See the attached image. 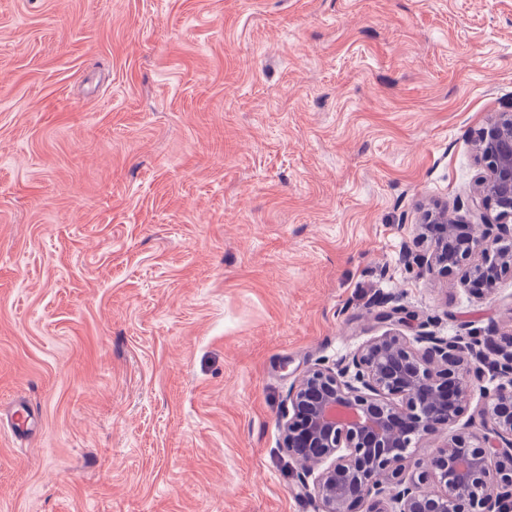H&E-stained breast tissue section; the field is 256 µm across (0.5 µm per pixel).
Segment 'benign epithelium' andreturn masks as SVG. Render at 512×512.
Instances as JSON below:
<instances>
[{"label": "benign epithelium", "mask_w": 512, "mask_h": 512, "mask_svg": "<svg viewBox=\"0 0 512 512\" xmlns=\"http://www.w3.org/2000/svg\"><path fill=\"white\" fill-rule=\"evenodd\" d=\"M475 151L486 168L475 186L481 224L429 210L417 234L428 250L406 249L401 261L420 277L459 271L488 296L512 270L511 109L490 115ZM376 318L389 329L288 390L282 448L301 463L306 494L319 512H512V338L424 328L408 337L400 327L418 316L401 305ZM476 389L478 424L464 418ZM450 425L457 430L429 455H414Z\"/></svg>", "instance_id": "benign-epithelium-1"}]
</instances>
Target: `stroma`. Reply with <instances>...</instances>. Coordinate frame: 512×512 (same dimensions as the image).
Returning a JSON list of instances; mask_svg holds the SVG:
<instances>
[{
  "label": "stroma",
  "instance_id": "1",
  "mask_svg": "<svg viewBox=\"0 0 512 512\" xmlns=\"http://www.w3.org/2000/svg\"><path fill=\"white\" fill-rule=\"evenodd\" d=\"M511 107L512 0H0V512H318L300 373L385 300L512 337L401 262Z\"/></svg>",
  "mask_w": 512,
  "mask_h": 512
}]
</instances>
